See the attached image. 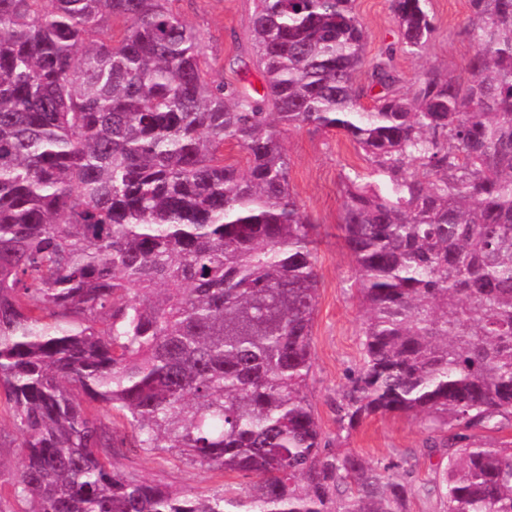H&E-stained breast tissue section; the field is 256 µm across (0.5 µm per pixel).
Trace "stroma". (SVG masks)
<instances>
[{"mask_svg":"<svg viewBox=\"0 0 512 512\" xmlns=\"http://www.w3.org/2000/svg\"><path fill=\"white\" fill-rule=\"evenodd\" d=\"M172 11L201 36V47L214 79L250 89L262 86L249 31L255 0H170ZM437 27L434 39L418 55L396 53L394 65L405 83L424 72H463L474 53L465 29L470 21L468 0H428ZM367 33L366 55L374 57L397 40L390 0H355ZM281 139L290 159L289 182L299 204L318 223L315 251L319 275L317 309L312 327V373L308 397L327 447L359 456L369 464L407 475L416 493L409 512H442L441 475L446 453H429L432 433L426 422L403 416L368 417L353 430H339L336 403L362 362V309L352 283L355 263L336 227L344 194L342 179L350 171L366 172L367 163L342 135L311 128L283 130ZM9 419L0 420V498L11 500L14 474L22 452ZM116 466L172 491L209 492L222 484L246 492L249 478L207 470L171 453L121 456Z\"/></svg>","mask_w":512,"mask_h":512,"instance_id":"obj_1","label":"stroma"}]
</instances>
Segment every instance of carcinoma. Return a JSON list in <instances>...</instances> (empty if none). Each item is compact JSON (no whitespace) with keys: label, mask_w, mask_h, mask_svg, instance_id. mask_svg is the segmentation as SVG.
<instances>
[{"label":"carcinoma","mask_w":512,"mask_h":512,"mask_svg":"<svg viewBox=\"0 0 512 512\" xmlns=\"http://www.w3.org/2000/svg\"><path fill=\"white\" fill-rule=\"evenodd\" d=\"M167 2L0 0V397L23 512H408L413 485L326 447L308 399L316 224L283 126L371 167L337 222L365 309L339 429L429 421L444 512H512V440L480 435L512 426V0H469L468 78L406 89L393 53L366 57L354 0H256L254 95L208 77ZM390 2L421 53L426 0ZM157 450L252 488L174 493L110 462Z\"/></svg>","instance_id":"obj_1"}]
</instances>
